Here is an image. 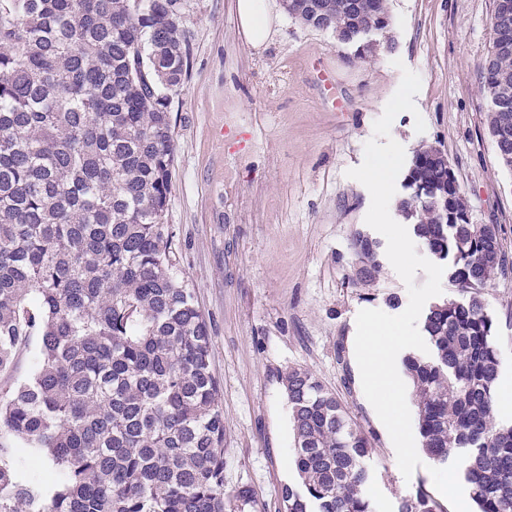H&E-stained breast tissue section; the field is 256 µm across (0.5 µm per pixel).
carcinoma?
<instances>
[{
	"instance_id": "obj_1",
	"label": "carcinoma",
	"mask_w": 512,
	"mask_h": 512,
	"mask_svg": "<svg viewBox=\"0 0 512 512\" xmlns=\"http://www.w3.org/2000/svg\"><path fill=\"white\" fill-rule=\"evenodd\" d=\"M348 42L390 25L387 0H289ZM487 126L512 154V10L492 23ZM179 0H0V372L41 336L33 374L0 391V512H243L224 489V412L208 323L172 269L171 105L189 62ZM399 202L463 299L432 306L429 353L404 359L427 455L457 449L478 512H512V424L496 417L501 359L483 288L505 260L495 224H460L465 200L431 166ZM356 281L381 271L355 240ZM298 480L283 512H374L372 443L336 395L288 370ZM48 458L40 485L15 459ZM398 512H442L422 488Z\"/></svg>"
}]
</instances>
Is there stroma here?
<instances>
[{"label":"stroma","mask_w":512,"mask_h":512,"mask_svg":"<svg viewBox=\"0 0 512 512\" xmlns=\"http://www.w3.org/2000/svg\"><path fill=\"white\" fill-rule=\"evenodd\" d=\"M190 58L172 104L174 168L166 223L174 269L205 316L224 410V486L249 488L258 512H282L296 482L290 407L281 377L310 372L374 442L367 465L376 512L432 477L401 474L390 435L366 399L355 357L363 309L402 313L409 295L390 262L354 284L357 233L369 191L347 177L401 82L422 81L416 113L392 138L413 159L421 144L448 157L475 224L497 225L512 262V172L497 162L479 80L493 41L494 0H388L390 25L372 51L281 14L261 47L243 37L236 0H181ZM335 82L323 88V77ZM423 118L425 132L415 130ZM497 321L498 391L512 393V271L483 290Z\"/></svg>","instance_id":"1"}]
</instances>
